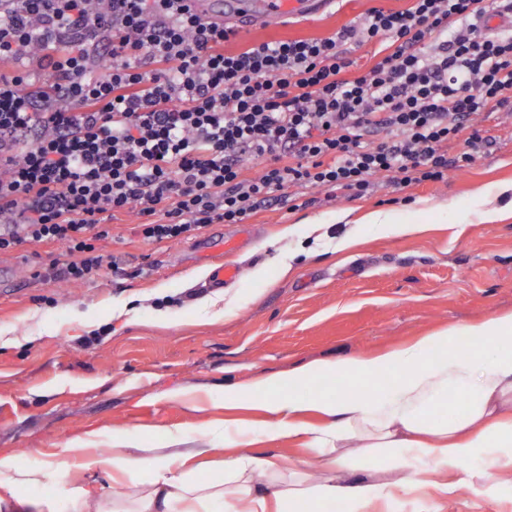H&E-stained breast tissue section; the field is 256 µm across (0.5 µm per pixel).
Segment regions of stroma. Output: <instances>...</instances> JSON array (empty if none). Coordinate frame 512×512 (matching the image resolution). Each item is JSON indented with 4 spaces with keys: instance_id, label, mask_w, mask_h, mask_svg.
<instances>
[{
    "instance_id": "stroma-1",
    "label": "stroma",
    "mask_w": 512,
    "mask_h": 512,
    "mask_svg": "<svg viewBox=\"0 0 512 512\" xmlns=\"http://www.w3.org/2000/svg\"><path fill=\"white\" fill-rule=\"evenodd\" d=\"M372 5L332 0L316 16L240 36L236 46L323 38ZM477 122L489 147L442 182L397 189L382 180L361 198L308 190L245 223L161 243L141 236L138 215L122 213L109 218L99 243L103 269L79 282L36 275L50 261L68 262L61 245L0 254V459L58 473L25 494L63 502L73 486L100 489L113 473L114 444L167 448L176 434L184 447L208 449L193 471L202 482H223L238 440L251 456L322 473L323 456L265 442L260 396L237 398L232 389L512 312V116ZM491 209L506 218L483 222ZM368 211L422 230L397 235L358 223ZM344 239L351 246L342 251ZM219 254L241 274L222 289H202ZM79 439L101 459L94 470L66 451ZM471 466L483 479L453 496L402 491L378 510L512 512V482L484 460Z\"/></svg>"
}]
</instances>
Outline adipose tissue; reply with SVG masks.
I'll return each mask as SVG.
<instances>
[{
  "mask_svg": "<svg viewBox=\"0 0 512 512\" xmlns=\"http://www.w3.org/2000/svg\"><path fill=\"white\" fill-rule=\"evenodd\" d=\"M463 338L476 346L462 354L456 345ZM438 346L445 352L436 358L432 350ZM390 368L400 374L393 384L380 377ZM326 374L342 379L345 391L325 398L282 391L283 382L306 383ZM368 382L376 383L374 393H366ZM244 390L265 396L262 408L270 416L265 440H298L325 455L317 483H309L302 471H284L279 458L246 454L225 462L223 485L197 483L183 473L197 449L175 448L161 454L143 494L131 501L113 497L112 512H223L230 496L244 503L247 512H268L272 499L292 505L338 496L351 498L366 512L400 490L454 494L459 483L435 481V474L453 467L463 482H473L477 474L469 464L476 458L486 459L496 472L512 474V313L452 325L379 354L317 360L293 369L285 379L276 374L258 378ZM451 392L461 398V408L446 422L432 420V412ZM312 412L322 416V425L306 423ZM352 448L362 449L366 467L387 474L388 482H346ZM258 473L279 482L273 498L255 492ZM48 478L44 470H19L0 459V512H57L55 502L20 492Z\"/></svg>",
  "mask_w": 512,
  "mask_h": 512,
  "instance_id": "1",
  "label": "adipose tissue"
}]
</instances>
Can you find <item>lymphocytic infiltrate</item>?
Here are the masks:
<instances>
[{
  "label": "lymphocytic infiltrate",
  "mask_w": 512,
  "mask_h": 512,
  "mask_svg": "<svg viewBox=\"0 0 512 512\" xmlns=\"http://www.w3.org/2000/svg\"><path fill=\"white\" fill-rule=\"evenodd\" d=\"M494 12L512 0H410L232 53L236 33L186 0H0V65L21 67L0 72V253L60 244L69 262L41 278L82 281L118 213L161 242L244 223L293 189L443 181L487 145L476 117L512 112V29L489 28ZM377 38L387 54L354 71L349 45Z\"/></svg>",
  "instance_id": "f902f5d3"
}]
</instances>
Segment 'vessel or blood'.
<instances>
[{
    "instance_id": "obj_1",
    "label": "vessel or blood",
    "mask_w": 512,
    "mask_h": 512,
    "mask_svg": "<svg viewBox=\"0 0 512 512\" xmlns=\"http://www.w3.org/2000/svg\"><path fill=\"white\" fill-rule=\"evenodd\" d=\"M324 0H190L191 9L217 26L244 33L282 24L289 14L317 12Z\"/></svg>"
}]
</instances>
